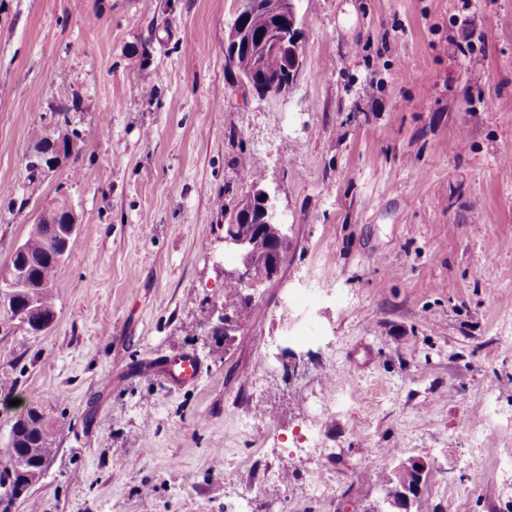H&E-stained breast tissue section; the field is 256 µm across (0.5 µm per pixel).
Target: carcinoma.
Listing matches in <instances>:
<instances>
[{"instance_id":"carcinoma-1","label":"carcinoma","mask_w":512,"mask_h":512,"mask_svg":"<svg viewBox=\"0 0 512 512\" xmlns=\"http://www.w3.org/2000/svg\"><path fill=\"white\" fill-rule=\"evenodd\" d=\"M285 24L261 6H252L245 13L244 26L252 43H257L265 35ZM238 75L244 79H254L256 92L281 94L288 91L289 80L285 79L283 60L276 55H267L262 60V66L253 70L251 58L247 55L238 57L235 67ZM82 139L79 131L64 135L61 141L49 140L42 132L35 135L36 149L47 148L51 156H58L59 151L67 152L73 146L70 137ZM234 208L239 210L243 218L237 220L238 233L247 234L251 225L264 223L263 216L251 197L244 194L238 198ZM64 214L53 210L41 218L40 223L34 224L28 237L18 249L12 253L7 273L0 278V323L22 324L26 329H33V323L46 320L53 323L55 319V302L53 284L56 279L62 258L66 239L69 238V227L63 223ZM27 269L28 277L23 283L12 277V271ZM224 304L231 308L237 322L250 318L255 311V305L249 298L243 297L239 284L233 280H224ZM11 436L3 454L7 464L0 467V475L9 471L26 468H38L42 461L50 458L53 453L54 433L46 414L37 405H29L18 415L11 424ZM421 481V475L415 470H393L378 475V483L385 491L398 493Z\"/></svg>"}]
</instances>
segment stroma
<instances>
[{
	"instance_id": "obj_1",
	"label": "stroma",
	"mask_w": 512,
	"mask_h": 512,
	"mask_svg": "<svg viewBox=\"0 0 512 512\" xmlns=\"http://www.w3.org/2000/svg\"><path fill=\"white\" fill-rule=\"evenodd\" d=\"M242 2L0 0V276L58 199L77 223L52 327L0 332V448L29 403L55 429L0 512H376L409 459L412 512H512V0H299L280 96L225 64ZM255 183L290 245L219 348ZM35 138H36V145H35L36 155L34 157H36V159L31 161L30 157H29V160H28L29 167H34L35 163L39 162L37 159H39V160L43 159L41 154L38 152V150H42V147L47 148V151L51 152V157H58V152L60 151L61 148H62V151L65 153L70 150V147H73V141L70 140V136H68V135L62 136L61 142H58V140H53V141H51V143L49 142L50 138L47 135H44V133H42V132H37L35 135ZM55 163H56V159H54V158H49V157L44 158L41 163V167H39V170H45L44 169L45 167L47 169H51V168H53ZM234 209L239 210V215H244L243 219H238L236 228L240 234H248L251 230V224H265L269 228L275 229V234L280 241H288V225L283 222H279V225L267 224L263 220V216L259 211V207L256 203L252 202L251 197L247 194L242 195L238 198L237 202L233 206ZM201 366L199 361L190 354H183L168 360L163 373L168 381L174 384L188 383L197 380ZM403 466L406 469L400 471L394 469L389 473L382 472L378 475V483L381 487H384L385 492L398 493L404 491L407 487H412L415 483H420L421 475L415 470H408V468L425 469V466L416 461L403 462Z\"/></svg>"
}]
</instances>
